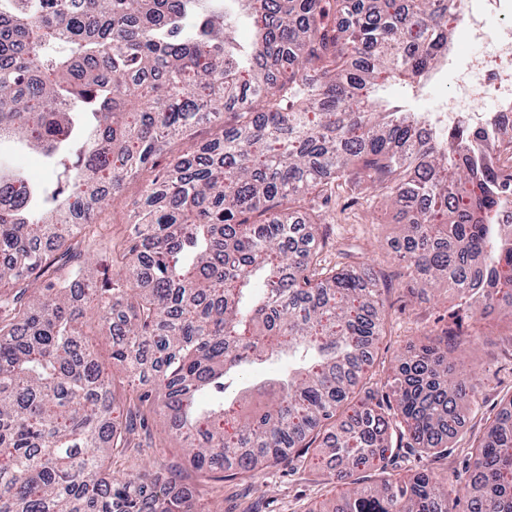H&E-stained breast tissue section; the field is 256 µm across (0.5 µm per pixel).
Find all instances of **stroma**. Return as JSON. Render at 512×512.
Here are the masks:
<instances>
[{"label": "stroma", "instance_id": "1", "mask_svg": "<svg viewBox=\"0 0 512 512\" xmlns=\"http://www.w3.org/2000/svg\"><path fill=\"white\" fill-rule=\"evenodd\" d=\"M151 177V172L145 171L129 180L114 202L103 209L99 220L107 224L110 233H124L133 221ZM312 208L322 219L317 235L328 242L333 253L354 257L385 284V333L374 345L362 388L388 395L395 369L429 337L447 328L460 340L448 357L449 365L482 384L476 403L462 409L459 438L449 441L447 447L425 450L393 437L394 452L384 474L359 471L356 479L376 482L416 471L467 479L472 465L469 448L477 444L486 425L512 397V320L476 322L468 313L456 311L454 291L444 283L422 295L410 293L406 261L393 248L401 236L399 214L375 195L367 180L354 187L336 186L328 201L313 202ZM148 428L161 439L163 449H143L134 458L136 466L156 470L161 464L173 463L180 466L186 482L196 481L191 463L181 453L183 437L168 432L160 415L149 418ZM319 448V443H312L304 457L265 469L253 478L235 475L204 483L202 498L211 512H321L336 488L327 463L314 461Z\"/></svg>", "mask_w": 512, "mask_h": 512}]
</instances>
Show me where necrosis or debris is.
Returning a JSON list of instances; mask_svg holds the SVG:
<instances>
[{
  "label": "necrosis or debris",
  "mask_w": 512,
  "mask_h": 512,
  "mask_svg": "<svg viewBox=\"0 0 512 512\" xmlns=\"http://www.w3.org/2000/svg\"><path fill=\"white\" fill-rule=\"evenodd\" d=\"M464 39L448 52L452 89L422 128L467 131L478 140L495 125H512V0H455ZM494 99L495 111L483 108Z\"/></svg>",
  "instance_id": "4bbe7bcc"
}]
</instances>
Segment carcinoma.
Instances as JSON below:
<instances>
[{
    "mask_svg": "<svg viewBox=\"0 0 512 512\" xmlns=\"http://www.w3.org/2000/svg\"><path fill=\"white\" fill-rule=\"evenodd\" d=\"M227 0H0V140L55 164L34 185L0 169V512H203L170 469L115 476L161 412L198 438L192 465L256 474L332 423L336 480L382 471L391 430L414 448L459 436L477 385L448 367L443 332L392 379L395 412L349 402L383 334L380 279L309 245L288 215L364 175L403 220L408 276L445 280L480 321L512 317V228L495 223L503 175L426 138L379 88H420L447 57L449 0H235L254 28L236 43ZM348 15L343 25L336 15ZM293 69L274 73L268 64ZM220 137L144 186L125 235L97 212L155 167L166 141ZM112 344L106 372L86 341ZM288 357L278 395L224 398L242 367ZM142 385L116 392V374ZM445 477L356 486L330 512H456ZM470 512H512V407L475 447Z\"/></svg>",
    "mask_w": 512,
    "mask_h": 512,
    "instance_id": "cac0c4a2",
    "label": "carcinoma"
}]
</instances>
